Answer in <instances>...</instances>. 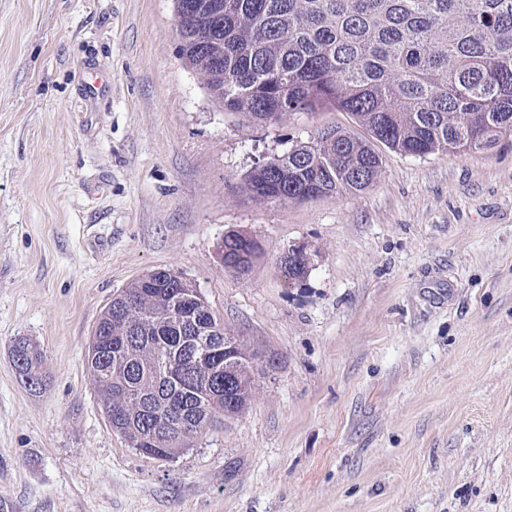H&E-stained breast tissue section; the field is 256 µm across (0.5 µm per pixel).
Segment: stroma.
Wrapping results in <instances>:
<instances>
[{"label": "stroma", "mask_w": 512, "mask_h": 512, "mask_svg": "<svg viewBox=\"0 0 512 512\" xmlns=\"http://www.w3.org/2000/svg\"><path fill=\"white\" fill-rule=\"evenodd\" d=\"M173 0H0V499L12 512H512V138L384 150L364 190L293 203L245 175L333 110L255 124L178 57ZM240 231L246 275L216 252ZM305 245L290 283L281 254ZM265 355L241 416L156 459L86 364L159 268ZM38 344L28 388L15 339ZM12 354L14 365L18 371L19 377L29 387L33 388L29 383V379H36V388L43 384L42 364L44 355L42 351L30 340L26 338H18L12 346ZM35 388V389H36Z\"/></svg>", "instance_id": "35a3bbf8"}]
</instances>
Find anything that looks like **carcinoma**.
I'll list each match as a JSON object with an SVG mask.
<instances>
[{
	"label": "carcinoma",
	"mask_w": 512,
	"mask_h": 512,
	"mask_svg": "<svg viewBox=\"0 0 512 512\" xmlns=\"http://www.w3.org/2000/svg\"><path fill=\"white\" fill-rule=\"evenodd\" d=\"M179 56L211 100L248 120L280 121L292 112L334 109L351 115L367 137L336 126L333 139L297 142L252 168L246 189L285 204L355 193L380 174L382 145L411 156L466 152L512 135V0H173ZM260 244L224 236V266L249 269ZM193 287L165 268L133 280L101 313L87 364L109 421L126 423L132 448L172 457L203 427L180 419L183 400L218 415L240 416L251 405L260 352L234 337L236 369L224 377V347L213 354L210 394L205 377L183 360L166 378L162 361L178 359L184 336L174 313L188 310L216 336L230 332ZM14 365L24 383L43 384L42 351L18 338ZM232 386L222 390V379ZM122 387L130 388L126 397ZM150 403L153 422L141 407Z\"/></svg>",
	"instance_id": "carcinoma-1"
}]
</instances>
